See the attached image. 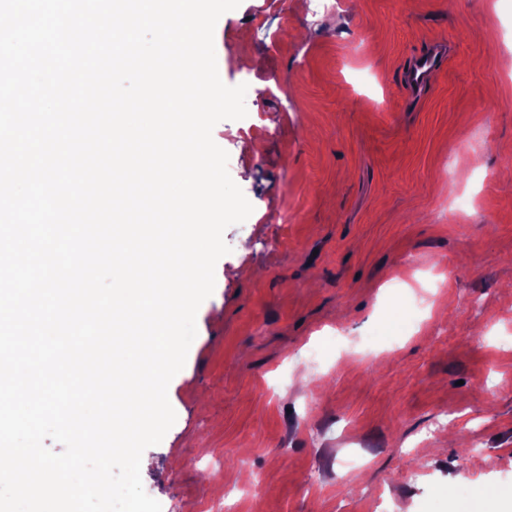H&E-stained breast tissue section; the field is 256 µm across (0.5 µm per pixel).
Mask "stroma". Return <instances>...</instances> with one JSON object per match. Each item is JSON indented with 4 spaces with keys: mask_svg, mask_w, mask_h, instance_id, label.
Listing matches in <instances>:
<instances>
[{
    "mask_svg": "<svg viewBox=\"0 0 512 512\" xmlns=\"http://www.w3.org/2000/svg\"><path fill=\"white\" fill-rule=\"evenodd\" d=\"M315 7L241 0L216 24L220 78L254 76L212 132L253 211L224 233L144 489L162 512H220L228 482L252 488L241 512H441L435 489L482 484L464 512H512V0ZM404 264L435 299L391 315ZM442 61V54L438 50L420 56L405 72L406 84L419 88L425 83L430 74L441 65Z\"/></svg>",
    "mask_w": 512,
    "mask_h": 512,
    "instance_id": "stroma-1",
    "label": "stroma"
}]
</instances>
